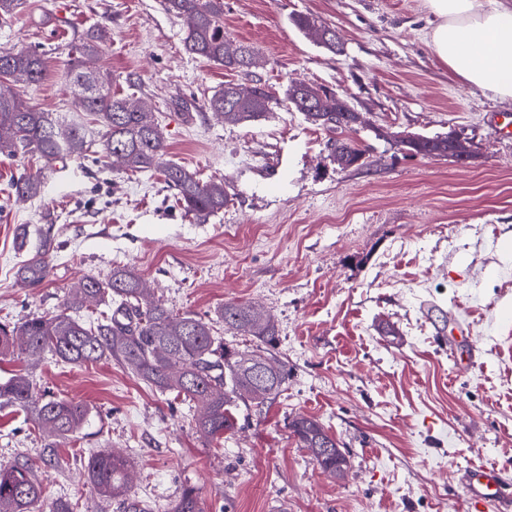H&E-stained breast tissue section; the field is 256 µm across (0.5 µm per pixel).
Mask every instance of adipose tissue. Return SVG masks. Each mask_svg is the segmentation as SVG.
Listing matches in <instances>:
<instances>
[{
    "label": "adipose tissue",
    "instance_id": "ef3b65f1",
    "mask_svg": "<svg viewBox=\"0 0 512 512\" xmlns=\"http://www.w3.org/2000/svg\"><path fill=\"white\" fill-rule=\"evenodd\" d=\"M437 58L463 81L512 100V0H425Z\"/></svg>",
    "mask_w": 512,
    "mask_h": 512
}]
</instances>
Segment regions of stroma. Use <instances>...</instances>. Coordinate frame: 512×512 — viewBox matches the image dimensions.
<instances>
[{"label":"stroma","instance_id":"1","mask_svg":"<svg viewBox=\"0 0 512 512\" xmlns=\"http://www.w3.org/2000/svg\"><path fill=\"white\" fill-rule=\"evenodd\" d=\"M298 14L333 27L340 51L296 28ZM101 22L113 91L148 101L168 159L223 182L228 202L201 223L160 173L0 152V322L54 312L83 276L125 267L177 314L263 308L280 329L288 388L264 408L241 407L216 446L192 427L187 402L112 361L14 356L0 360L1 378L28 373L39 393L90 416L52 458L29 414L1 407L0 464L33 459L44 501L66 498L75 512H126L86 481L102 450L126 458L130 495L153 512H171L187 486L205 512H468L460 476L478 460L501 468L512 497V322L501 319L512 311V135L492 120L512 101L436 57L424 0H224L226 38L255 51L240 73L186 53V22L161 0H22L0 21V49L44 54L30 106L73 117L68 44ZM255 79L280 96L262 120L227 125L204 109L224 82ZM294 80L332 88L359 112L363 164L339 169L330 132L289 110L282 94ZM393 132L451 136L470 157H412ZM40 171L42 197L17 199L13 180ZM47 223L51 274L23 287L16 228L27 225L34 248ZM298 415L341 442L345 479L299 447L288 428Z\"/></svg>","mask_w":512,"mask_h":512}]
</instances>
